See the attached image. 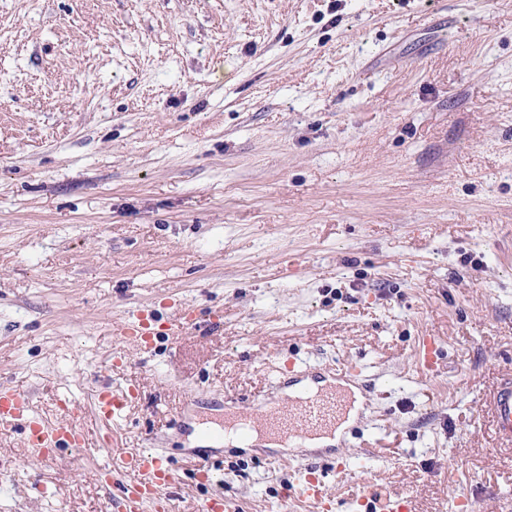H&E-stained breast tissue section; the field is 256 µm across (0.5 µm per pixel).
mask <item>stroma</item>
<instances>
[{
    "label": "stroma",
    "mask_w": 512,
    "mask_h": 512,
    "mask_svg": "<svg viewBox=\"0 0 512 512\" xmlns=\"http://www.w3.org/2000/svg\"><path fill=\"white\" fill-rule=\"evenodd\" d=\"M188 308L222 322L109 335ZM291 360L352 370L315 451L332 512L377 489L512 512L487 407L512 374V0H0V386L87 438L43 458L0 428V512H112L102 469L134 480L148 448L177 512H312L295 449L189 442ZM129 386L103 425L96 393ZM150 313L140 312L134 320L122 319L114 321L111 328V335L114 340L134 343L141 348H149V340L154 334L148 320Z\"/></svg>",
    "instance_id": "35a3bbf8"
}]
</instances>
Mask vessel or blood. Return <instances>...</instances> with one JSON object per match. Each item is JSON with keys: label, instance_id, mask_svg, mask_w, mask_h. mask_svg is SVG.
<instances>
[{"label": "vessel or blood", "instance_id": "b4317fda", "mask_svg": "<svg viewBox=\"0 0 512 512\" xmlns=\"http://www.w3.org/2000/svg\"><path fill=\"white\" fill-rule=\"evenodd\" d=\"M153 330L149 317L138 314L135 319L113 322V339L148 347ZM297 389L288 399H271L254 404L249 411L236 412L231 424L241 445H250L254 434L285 442L301 449L302 455L294 471L296 494L299 500L325 505L329 499L324 474L312 464L311 453L304 447L309 437L335 431L347 411L348 393L339 386H311L306 380L296 382ZM136 389L122 394L111 390L99 391L95 412L106 422L120 416L129 399L137 397ZM493 414L495 432L502 442L512 445V376L502 379L488 401ZM0 425L25 426L30 434L41 440L40 455L46 456L59 448L78 450L85 446V433L64 419L44 422L34 411L31 396L24 391L0 389ZM128 468L137 472L131 482L113 481L112 500L117 512H144L153 507L154 512H173V489L179 481L176 471L167 460L150 451L129 453ZM368 512H414L411 499L387 493L369 495L362 501Z\"/></svg>", "mask_w": 512, "mask_h": 512}]
</instances>
